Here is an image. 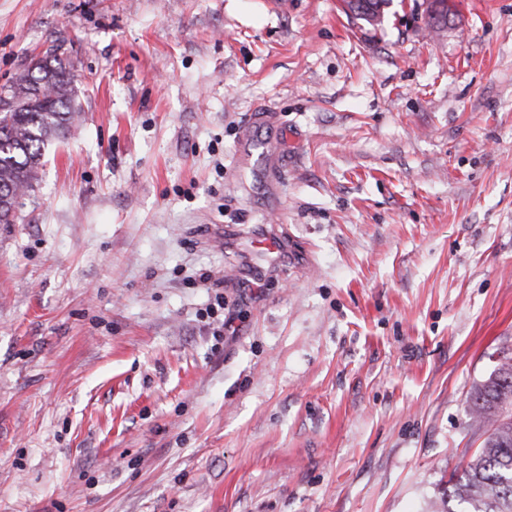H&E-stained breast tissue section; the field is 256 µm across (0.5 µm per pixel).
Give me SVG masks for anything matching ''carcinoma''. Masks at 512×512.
<instances>
[{
  "mask_svg": "<svg viewBox=\"0 0 512 512\" xmlns=\"http://www.w3.org/2000/svg\"><path fill=\"white\" fill-rule=\"evenodd\" d=\"M390 2L359 0L353 20L364 36L382 25ZM74 95L72 65L55 53L34 78L22 73L0 91V224L14 223V205L38 182L48 147L69 133ZM466 415L486 438L431 512H455V502L465 512H512V356H503L473 392Z\"/></svg>",
  "mask_w": 512,
  "mask_h": 512,
  "instance_id": "cac0c4a2",
  "label": "carcinoma"
}]
</instances>
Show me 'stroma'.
<instances>
[{"mask_svg": "<svg viewBox=\"0 0 512 512\" xmlns=\"http://www.w3.org/2000/svg\"><path fill=\"white\" fill-rule=\"evenodd\" d=\"M446 3L0 0L78 115L0 224V512H426L512 353V0ZM391 0H359V6L350 19L360 21L359 26L362 34L367 37L372 31H376L382 25L385 16V8Z\"/></svg>", "mask_w": 512, "mask_h": 512, "instance_id": "35a3bbf8", "label": "stroma"}]
</instances>
